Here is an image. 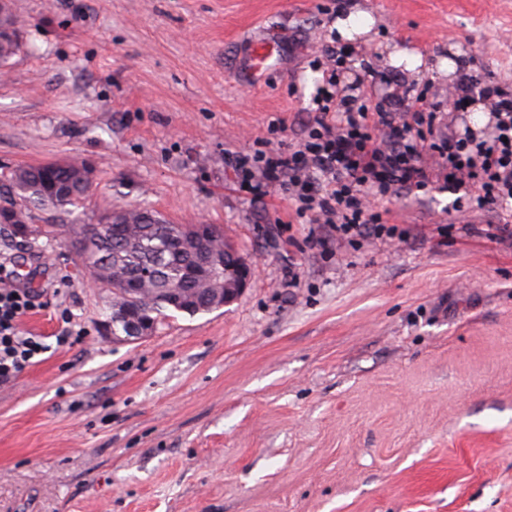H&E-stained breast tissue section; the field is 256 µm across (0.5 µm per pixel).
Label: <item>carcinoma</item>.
<instances>
[{"mask_svg":"<svg viewBox=\"0 0 512 512\" xmlns=\"http://www.w3.org/2000/svg\"><path fill=\"white\" fill-rule=\"evenodd\" d=\"M84 162L73 160L53 170L30 165L0 176V210L16 207L25 223H33L34 211H47L60 219L73 215L89 196L92 185L83 179ZM131 224L133 234L98 235L91 224H74L75 237L89 243L95 256L90 274L104 288L118 280L133 279L146 289L149 299L137 306L141 316L160 320L173 311L163 289L182 288L191 298L189 315L209 311L205 294L219 284L202 274L205 258L183 225L140 205L108 210L96 223Z\"/></svg>","mask_w":512,"mask_h":512,"instance_id":"cac0c4a2","label":"carcinoma"}]
</instances>
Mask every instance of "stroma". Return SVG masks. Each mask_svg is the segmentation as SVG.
<instances>
[{
	"label": "stroma",
	"mask_w": 512,
	"mask_h": 512,
	"mask_svg": "<svg viewBox=\"0 0 512 512\" xmlns=\"http://www.w3.org/2000/svg\"><path fill=\"white\" fill-rule=\"evenodd\" d=\"M9 3L0 169L85 160L86 222L143 203L210 224L254 275L124 343L111 291L57 255L68 226L39 211L45 236L0 237V279L47 303L22 330L86 331L0 385V512H512V213L435 187L378 200L394 237L340 240L224 165L277 121L300 141L331 31L349 68L386 74L377 98L424 88L443 132L483 130L487 107L447 100L466 75L512 90V0ZM270 30L278 67L255 86Z\"/></svg>",
	"instance_id": "obj_1"
}]
</instances>
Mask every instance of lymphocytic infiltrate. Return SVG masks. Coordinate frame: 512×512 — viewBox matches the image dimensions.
Masks as SVG:
<instances>
[{
	"instance_id": "f902f5d3",
	"label": "lymphocytic infiltrate",
	"mask_w": 512,
	"mask_h": 512,
	"mask_svg": "<svg viewBox=\"0 0 512 512\" xmlns=\"http://www.w3.org/2000/svg\"><path fill=\"white\" fill-rule=\"evenodd\" d=\"M344 51L324 45L312 61L322 81L310 102L306 135L298 145L278 143L228 156L241 190L254 199L278 193L294 201L298 218L312 217L337 237H393L382 212L369 210L370 198L427 191L434 183L456 191V208L512 206V93L469 77L455 89L456 108L482 101L490 109L485 132L465 130L428 140L441 106L423 94H391L372 103L373 87L348 75ZM436 156L428 165V156ZM30 288L0 286V384L34 365L48 346L24 335L20 322L42 309Z\"/></svg>"
}]
</instances>
